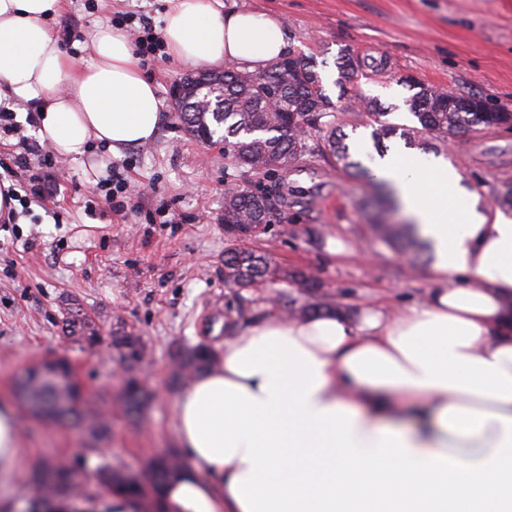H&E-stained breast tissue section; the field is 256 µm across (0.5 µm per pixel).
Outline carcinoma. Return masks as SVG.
<instances>
[{"label": "carcinoma", "mask_w": 512, "mask_h": 512, "mask_svg": "<svg viewBox=\"0 0 512 512\" xmlns=\"http://www.w3.org/2000/svg\"><path fill=\"white\" fill-rule=\"evenodd\" d=\"M336 64L343 77L354 76L355 64L348 51L340 50ZM398 83L413 91L404 103L419 123L417 127L403 130L402 138L409 148L420 145L421 137L427 134L443 141L451 135L480 127L512 123L511 112L494 109L483 97L478 98L475 110L465 111L459 107L464 96L455 91L425 87L407 78L398 79ZM181 86L179 119L187 131L211 140L220 135V140L224 141L225 168L276 180L271 189L261 180L241 184L231 179L224 190V232L232 239H246L261 235L272 223L282 222L285 219L281 212L282 193L277 184L280 172L310 153L307 137L295 134V129L311 126L334 109L316 71V63L285 55L262 71L251 72L245 68L218 73L202 71L183 78ZM359 103L362 123L374 127L375 140L396 134V127L383 120L387 113L377 100L361 97ZM346 139L347 134L335 127L327 134L338 163L352 170L353 176L382 189L374 213L375 226L385 231L401 251L414 257L428 253V243L418 236L416 225L387 222L385 215L394 208L383 193L387 185L376 181L369 167L351 158ZM277 274L278 269L271 266L268 257L261 252L245 247H230L224 251V284L228 288H253ZM288 277L304 284L310 295V302L300 309V315L318 310H343L322 291L321 281L313 272L295 270L288 272ZM72 329L78 339L88 344L95 340L96 333L85 318L72 321ZM112 347L131 365L141 359L142 338L133 332L112 336ZM216 361L215 352L188 349L178 354L175 365L179 376L190 378ZM21 389L33 412L62 424L84 419L93 439L100 440L106 435V423L86 410L80 388L66 363L33 368L22 381ZM143 401L144 394L139 386L129 383L123 395L126 410H138ZM181 467L180 458L174 454L153 461V486H161ZM100 477L111 490L143 492L142 485L110 465L101 468ZM34 480L47 500L73 501L79 496L72 470L55 462L41 466Z\"/></svg>", "instance_id": "carcinoma-1"}]
</instances>
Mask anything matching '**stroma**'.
I'll list each match as a JSON object with an SVG mask.
<instances>
[{
	"label": "stroma",
	"instance_id": "stroma-1",
	"mask_svg": "<svg viewBox=\"0 0 512 512\" xmlns=\"http://www.w3.org/2000/svg\"><path fill=\"white\" fill-rule=\"evenodd\" d=\"M168 0H67L65 17L77 19L85 38L120 12H138L161 29ZM218 11L238 9L276 16L296 57L312 58L338 111L308 130L310 155L288 170L287 222L269 225L253 248L282 271L307 269L350 313L382 297L390 305L423 300L431 262L408 260L372 227L365 205L374 188L346 173L323 136L329 125L349 136L355 158L373 155L371 130L357 118L359 97L378 99L396 125H416L397 82L416 81L489 98L512 113V0H214ZM350 49L362 76L337 84L334 65ZM196 67L163 56L148 72L164 112L157 137L116 159L131 184L125 213L113 214L97 190L92 167L104 155L91 148L57 172L53 203L31 205L21 223H0V396L38 364L67 360L87 400L108 423L102 450L89 446L81 426H60L17 406L23 439L13 495L36 499L33 479L43 460L65 461L84 492L103 486L101 461L149 478L154 458L177 452L173 403L183 383L174 358L198 344L223 349L227 319L275 307L300 308L303 285L280 279L241 291L224 285V150L191 136L173 109L174 87ZM17 133L0 137V160L41 161V140L29 103L13 99ZM440 157L459 162L464 184L493 207L512 180V127L464 133L438 145ZM88 317L96 346L72 340L68 320ZM134 331L145 344L135 365L112 348L118 331ZM151 397L141 416H128L119 397L129 378Z\"/></svg>",
	"mask_w": 512,
	"mask_h": 512
}]
</instances>
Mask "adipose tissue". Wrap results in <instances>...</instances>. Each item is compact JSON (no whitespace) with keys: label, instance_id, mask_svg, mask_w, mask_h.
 Returning a JSON list of instances; mask_svg holds the SVG:
<instances>
[{"label":"adipose tissue","instance_id":"1","mask_svg":"<svg viewBox=\"0 0 512 512\" xmlns=\"http://www.w3.org/2000/svg\"><path fill=\"white\" fill-rule=\"evenodd\" d=\"M62 11L0 0V91L36 107L65 159L153 141L161 101L129 34L104 26L89 56L66 53ZM163 40L179 61L251 71L289 48L273 16L210 0H172ZM370 167L433 244L426 299L235 325L176 400L185 463L158 498L105 491L50 512H512V217L488 215L447 162L390 152ZM20 453L4 398L0 483Z\"/></svg>","mask_w":512,"mask_h":512}]
</instances>
